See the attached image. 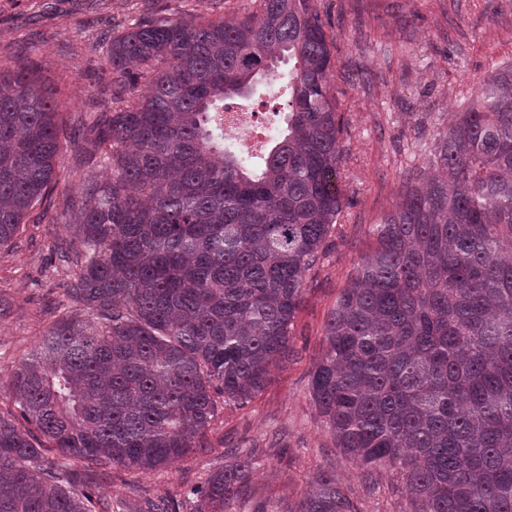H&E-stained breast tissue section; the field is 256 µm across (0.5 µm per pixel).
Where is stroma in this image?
Segmentation results:
<instances>
[{
	"mask_svg": "<svg viewBox=\"0 0 512 512\" xmlns=\"http://www.w3.org/2000/svg\"><path fill=\"white\" fill-rule=\"evenodd\" d=\"M335 26L332 84L345 114L341 187L345 205L318 264L303 282L293 327V352L248 405H217L206 447L172 466L145 474L112 470L94 478L95 496L143 505L158 495L179 497L204 481L231 448L255 450L265 466L254 494L237 512L268 504L286 512L323 470L336 473L361 512H407L398 473L368 489L322 422L310 377L322 355L324 327L358 262L374 246L372 229L393 208L409 175L426 172L429 147L453 113L473 97L495 67L512 61V0H321ZM254 0H0V63L38 65L61 80L72 116L103 112L112 70L103 62L104 37L146 16L244 15ZM60 164L68 171L40 224H26L14 248L0 250V408L6 382L65 304L70 269L53 251L68 237L67 200L87 173L72 144Z\"/></svg>",
	"mask_w": 512,
	"mask_h": 512,
	"instance_id": "stroma-1",
	"label": "stroma"
}]
</instances>
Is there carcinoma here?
I'll use <instances>...</instances> for the list:
<instances>
[{"label":"carcinoma","instance_id":"obj_1","mask_svg":"<svg viewBox=\"0 0 512 512\" xmlns=\"http://www.w3.org/2000/svg\"><path fill=\"white\" fill-rule=\"evenodd\" d=\"M256 2L257 18L145 17L113 35L112 109L76 143L58 85L0 64V248L42 220L62 142L111 167L70 196L74 235L56 242L71 306L7 382L0 512H112L66 462L172 465L205 447L215 396L249 404L292 354L303 281L344 206V123L318 0ZM282 63L283 126L250 161L220 113ZM429 167L337 298L310 393L365 476L398 471L408 512H512V62L454 113ZM261 466L232 453L186 490L193 512H236ZM289 512L360 509L322 471Z\"/></svg>","mask_w":512,"mask_h":512}]
</instances>
